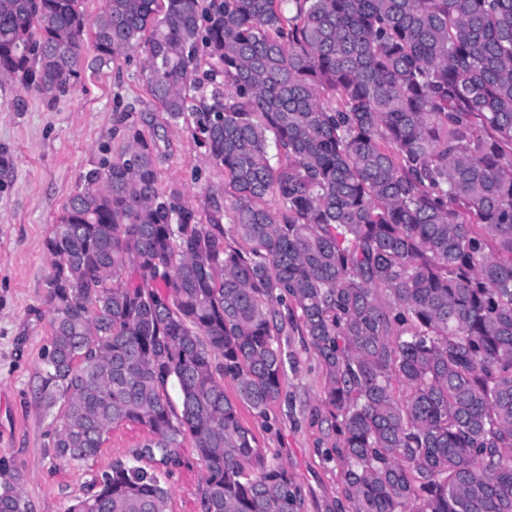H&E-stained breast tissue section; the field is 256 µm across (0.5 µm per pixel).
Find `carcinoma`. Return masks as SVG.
<instances>
[{
	"label": "carcinoma",
	"mask_w": 512,
	"mask_h": 512,
	"mask_svg": "<svg viewBox=\"0 0 512 512\" xmlns=\"http://www.w3.org/2000/svg\"><path fill=\"white\" fill-rule=\"evenodd\" d=\"M88 27L101 65L145 48L157 110L195 117L226 191L201 223L133 124L81 176L46 239L53 456L135 423L167 471L191 439L201 512H297L240 415L282 398L292 327L348 512H512V0H107L90 26L81 0H0V81L55 104ZM22 485L0 459V512H34ZM169 500L118 460L69 512Z\"/></svg>",
	"instance_id": "carcinoma-1"
}]
</instances>
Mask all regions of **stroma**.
<instances>
[{
    "label": "stroma",
    "mask_w": 512,
    "mask_h": 512,
    "mask_svg": "<svg viewBox=\"0 0 512 512\" xmlns=\"http://www.w3.org/2000/svg\"><path fill=\"white\" fill-rule=\"evenodd\" d=\"M94 56L93 45H86L79 81L51 107L15 84L0 83V147L15 160L10 183L0 190V459L22 471L34 512H68L86 485L115 461L153 466L138 455L146 431L132 423L113 427L97 456L87 461L62 462L50 450L54 417L40 407L38 391L42 354L51 339L45 303L51 225L81 175L120 150L128 122L155 136L162 187L179 188L201 211L210 195L224 191V169L208 159L193 119L167 123L157 112L143 75L144 50L104 66L94 64ZM19 97L25 100L20 112L13 108ZM282 343L288 355L284 400L268 417L246 408L241 417L267 463L283 465L300 488L299 512H346L338 471L326 460L333 436L315 417L322 407L318 359L305 337L292 332ZM204 473L189 450L184 465L164 474L169 512H199Z\"/></svg>",
    "instance_id": "stroma-1"
}]
</instances>
